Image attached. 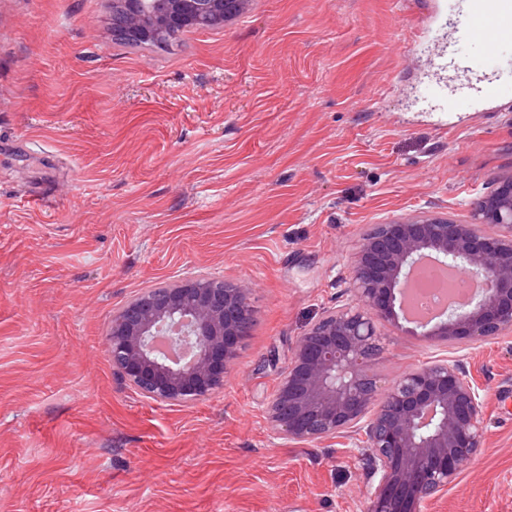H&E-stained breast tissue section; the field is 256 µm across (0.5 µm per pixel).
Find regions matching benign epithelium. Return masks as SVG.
<instances>
[{
    "instance_id": "obj_1",
    "label": "benign epithelium",
    "mask_w": 512,
    "mask_h": 512,
    "mask_svg": "<svg viewBox=\"0 0 512 512\" xmlns=\"http://www.w3.org/2000/svg\"><path fill=\"white\" fill-rule=\"evenodd\" d=\"M125 9L158 16L170 32L209 28L224 0H122ZM480 224L512 229V189L473 204V223L412 215L380 224L362 242L352 268L358 304L333 311L302 336L268 404L275 432L294 441L358 426L371 404L359 353L375 344L374 317L395 312L398 289L419 259L485 276L466 307L422 326L441 339L487 340L512 329V236L491 237ZM240 289L216 279L187 280L133 300L112 319L108 356L130 384L163 402L200 398L224 384V372L249 334ZM171 319L175 345L193 348L192 367L169 361L153 328ZM477 388L449 362L406 374L365 427L377 461L368 512H418L423 497L448 488L480 447Z\"/></svg>"
}]
</instances>
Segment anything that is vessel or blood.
Returning a JSON list of instances; mask_svg holds the SVG:
<instances>
[{"mask_svg": "<svg viewBox=\"0 0 512 512\" xmlns=\"http://www.w3.org/2000/svg\"><path fill=\"white\" fill-rule=\"evenodd\" d=\"M478 41L487 49L498 50L512 44V0H464V7L451 23L450 40L432 54V82L445 88L448 75H468L471 95L482 105L497 100L496 77H474V63L458 55L455 42Z\"/></svg>", "mask_w": 512, "mask_h": 512, "instance_id": "1", "label": "vessel or blood"}]
</instances>
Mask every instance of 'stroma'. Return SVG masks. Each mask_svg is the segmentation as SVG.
Masks as SVG:
<instances>
[{
    "instance_id": "stroma-1",
    "label": "stroma",
    "mask_w": 512,
    "mask_h": 512,
    "mask_svg": "<svg viewBox=\"0 0 512 512\" xmlns=\"http://www.w3.org/2000/svg\"><path fill=\"white\" fill-rule=\"evenodd\" d=\"M458 2L247 0L129 47L112 0H0V512H367L363 431L289 442L267 404L299 338L354 305L377 225L471 223L512 177V46H456L499 77L497 111L431 97ZM197 278L244 288L254 324L223 386L152 400L108 358L112 319ZM374 324V405L440 361L482 397L480 448L421 512H512V331Z\"/></svg>"
}]
</instances>
